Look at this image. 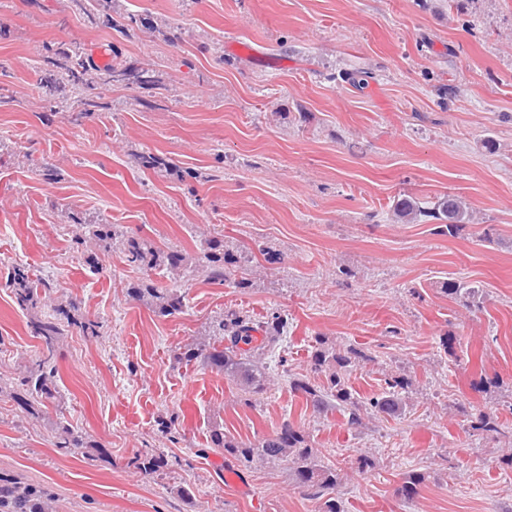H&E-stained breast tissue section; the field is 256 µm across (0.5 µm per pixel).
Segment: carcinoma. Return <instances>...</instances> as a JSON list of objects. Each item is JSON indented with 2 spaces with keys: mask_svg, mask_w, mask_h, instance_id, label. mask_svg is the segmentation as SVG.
Wrapping results in <instances>:
<instances>
[{
  "mask_svg": "<svg viewBox=\"0 0 512 512\" xmlns=\"http://www.w3.org/2000/svg\"><path fill=\"white\" fill-rule=\"evenodd\" d=\"M91 70L88 60L63 47L51 48L39 62V87L46 101L57 103L74 91L84 92L79 99L80 113L89 115L102 108L101 96L95 93L96 86L88 78ZM106 80L135 85L149 89L156 85L154 76L148 71L130 65H112L105 74ZM394 216L402 222L437 221L450 236L456 235L470 221L466 201L450 194L431 207L420 205L417 199L402 195L393 200ZM79 230L76 243H84L83 234H88L95 245L103 251L112 249V230L108 224L77 223ZM125 260L140 269H151L157 265L155 249L144 240L129 239L123 244ZM239 262V258L220 250L214 241L207 242V248L199 264V270L211 280H228V269ZM19 307L32 309L40 302V290L47 288L43 282L16 270L9 281ZM132 297L149 300L162 315H170L181 309L180 297L170 289L157 288L143 282L128 289ZM70 309H57V314L35 317L29 322L32 336L41 343L40 356L28 365L21 381L9 388V395L25 412L38 419L42 408L51 406L56 412L63 410L64 398L56 385L57 369L54 354L59 339L68 328H76L85 336L97 335L99 323L80 320ZM288 327V318L282 315L253 317L238 311L229 312L225 318L212 326L208 341H193L179 348L175 359L180 363H198L224 374L229 380L250 396L267 390L269 376L262 356L273 348ZM263 334L261 343H256L254 333ZM371 360L363 350L355 347L327 346L320 338L311 352V369L325 376L326 383L315 384L303 375L292 380L293 389L300 393L314 409L324 412L338 409L343 412L347 424L352 428L363 425L365 416H393L404 411V393L411 386L409 378L401 373L389 374L384 380L385 389L381 395L368 401L358 400L346 382L347 374L356 366ZM472 429L485 432H500L498 416L492 412H479L471 424ZM58 441L56 447L71 455L88 454V442L73 427L57 423ZM211 447L222 450L246 466L259 462H284L288 464L295 483L302 494L315 504V512H343L336 489L341 483L338 470L333 465L320 463L316 450L308 443L305 434L291 424L264 437L256 443L234 442L224 435V428L216 426L211 430ZM170 460L163 454L137 457L134 464L147 474L157 473L168 467ZM423 476L408 472L403 478L399 492L407 500L418 494ZM57 498L48 487L28 481L12 472H0V512H55Z\"/></svg>",
  "mask_w": 512,
  "mask_h": 512,
  "instance_id": "cac0c4a2",
  "label": "carcinoma"
}]
</instances>
